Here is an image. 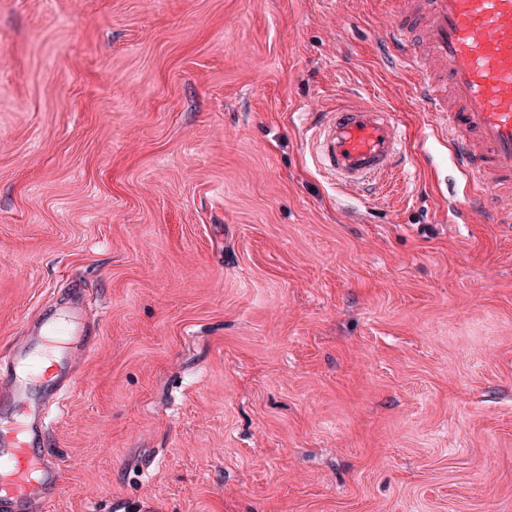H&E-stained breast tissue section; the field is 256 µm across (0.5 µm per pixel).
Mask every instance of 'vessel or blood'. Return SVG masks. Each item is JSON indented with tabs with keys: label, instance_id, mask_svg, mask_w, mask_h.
<instances>
[{
	"label": "vessel or blood",
	"instance_id": "vessel-or-blood-1",
	"mask_svg": "<svg viewBox=\"0 0 512 512\" xmlns=\"http://www.w3.org/2000/svg\"><path fill=\"white\" fill-rule=\"evenodd\" d=\"M384 28L416 108L464 181L469 209L511 224L512 0H393ZM313 135L323 168L344 189L362 194L396 186L404 156L395 113L379 105H339ZM68 334L67 322L57 320L35 343L56 349ZM8 361L19 371L5 398L19 414L0 426V508L25 512L45 497L42 471L56 469L42 450L49 404L76 378L70 365L60 366L48 401L38 402L31 395L39 375L30 347L13 350Z\"/></svg>",
	"mask_w": 512,
	"mask_h": 512
}]
</instances>
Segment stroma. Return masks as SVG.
<instances>
[{"label":"stroma","mask_w":512,"mask_h":512,"mask_svg":"<svg viewBox=\"0 0 512 512\" xmlns=\"http://www.w3.org/2000/svg\"><path fill=\"white\" fill-rule=\"evenodd\" d=\"M390 0H0V356L91 328L31 512H512V226L462 206ZM391 109L398 196L309 140Z\"/></svg>","instance_id":"35a3bbf8"}]
</instances>
